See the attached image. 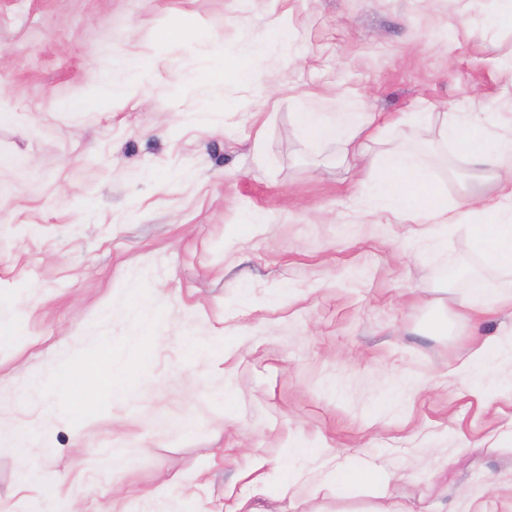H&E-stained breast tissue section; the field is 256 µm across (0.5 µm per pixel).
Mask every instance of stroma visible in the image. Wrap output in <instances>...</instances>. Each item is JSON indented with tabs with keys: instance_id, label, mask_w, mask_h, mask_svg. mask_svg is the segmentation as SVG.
Instances as JSON below:
<instances>
[{
	"instance_id": "obj_1",
	"label": "stroma",
	"mask_w": 512,
	"mask_h": 512,
	"mask_svg": "<svg viewBox=\"0 0 512 512\" xmlns=\"http://www.w3.org/2000/svg\"><path fill=\"white\" fill-rule=\"evenodd\" d=\"M497 0H0V512H217L224 492L260 512H362L367 495L297 488L292 501L245 484L293 448L309 464L396 470L388 512H512V319L482 333L501 353L481 406L454 375L473 327L441 291L481 259L465 230L419 243L369 205V174L336 142L303 135L298 112H378L387 144L417 154L449 205L468 165L440 136L443 113L490 100L485 125L512 123V27ZM190 24L191 39L167 42ZM291 53L254 45L275 26ZM136 54L126 100L69 111L95 72ZM225 54L250 69L208 86ZM422 113L415 123L403 114ZM252 211L259 223L243 221ZM148 295L158 341L130 313ZM446 317L438 334L430 317ZM236 353L227 365L211 342ZM112 349L147 366L126 398L82 385L73 402L32 400L48 371ZM66 475L27 489L33 474ZM167 504L153 490L172 475Z\"/></svg>"
}]
</instances>
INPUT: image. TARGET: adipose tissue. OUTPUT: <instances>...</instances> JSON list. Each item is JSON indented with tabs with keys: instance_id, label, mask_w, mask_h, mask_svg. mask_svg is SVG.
<instances>
[{
	"instance_id": "adipose-tissue-1",
	"label": "adipose tissue",
	"mask_w": 512,
	"mask_h": 512,
	"mask_svg": "<svg viewBox=\"0 0 512 512\" xmlns=\"http://www.w3.org/2000/svg\"><path fill=\"white\" fill-rule=\"evenodd\" d=\"M137 56L118 59L111 73L101 74L97 84L101 93L112 98L131 94L142 78ZM487 103L475 102L466 112H453L442 127L444 140L458 143L475 178H490L497 192L484 196L468 191L462 208L449 206L441 192L432 187L426 168L407 151L380 149L385 130L372 112L350 115L337 113L328 120L317 111L302 112L298 123L314 140L341 142L344 152L365 162L377 176L368 187L369 197L399 222L411 225L412 234L422 241H436L460 225L461 211L476 216L469 232L474 252L493 270L512 275V131L498 139L496 149H488L481 120ZM465 295L455 302L453 314L459 320L476 322L484 316L512 310V289L491 287L486 276L473 273L464 281ZM86 380L103 385L113 395L126 394L130 383L129 368L114 366L110 351H102L96 362L83 372ZM321 487L342 484L367 492L374 497L368 512H384L379 498L385 497L393 480L391 472L375 464L326 469L317 473L285 471L277 488L278 498L289 496L298 481Z\"/></svg>"
}]
</instances>
